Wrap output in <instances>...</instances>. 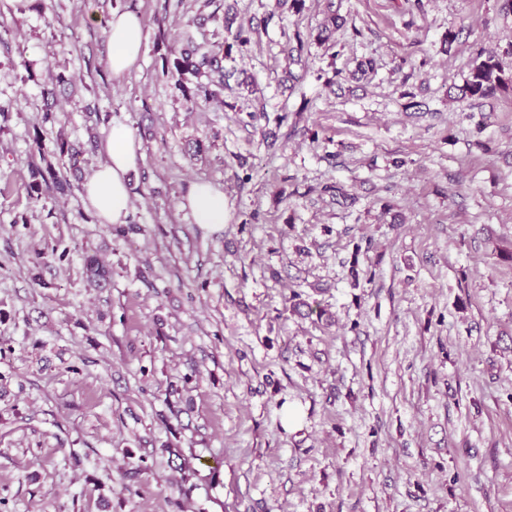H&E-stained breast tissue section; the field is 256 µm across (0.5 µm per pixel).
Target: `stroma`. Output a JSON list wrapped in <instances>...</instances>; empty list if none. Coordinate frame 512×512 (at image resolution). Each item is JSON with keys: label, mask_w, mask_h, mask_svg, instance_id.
<instances>
[{"label": "stroma", "mask_w": 512, "mask_h": 512, "mask_svg": "<svg viewBox=\"0 0 512 512\" xmlns=\"http://www.w3.org/2000/svg\"><path fill=\"white\" fill-rule=\"evenodd\" d=\"M424 3L0 0V512H512V93L452 96L479 49L512 72V12ZM115 11L144 26L121 79ZM228 14L258 91L187 104L162 59ZM49 71L74 85L45 125ZM114 124L142 154L122 236L83 199ZM37 133L81 152L35 204ZM201 180L222 225L182 207Z\"/></svg>", "instance_id": "stroma-1"}]
</instances>
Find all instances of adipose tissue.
Wrapping results in <instances>:
<instances>
[{
    "label": "adipose tissue",
    "instance_id": "obj_1",
    "mask_svg": "<svg viewBox=\"0 0 512 512\" xmlns=\"http://www.w3.org/2000/svg\"><path fill=\"white\" fill-rule=\"evenodd\" d=\"M107 25L112 45L110 69L113 78L118 79L133 69L140 59L142 24L133 13L116 12ZM139 150L128 128L112 127L104 144L106 161L83 185L85 203L100 223H126L130 211L129 176L138 166L141 158ZM185 206L189 208L195 223L219 225L224 221V193L213 183H194Z\"/></svg>",
    "mask_w": 512,
    "mask_h": 512
}]
</instances>
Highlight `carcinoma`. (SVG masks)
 <instances>
[{
    "label": "carcinoma",
    "instance_id": "cac0c4a2",
    "mask_svg": "<svg viewBox=\"0 0 512 512\" xmlns=\"http://www.w3.org/2000/svg\"><path fill=\"white\" fill-rule=\"evenodd\" d=\"M253 27L242 24L233 26L224 21V43L205 49L187 37L179 47L173 63L163 64V75L171 82L173 89L187 102L196 105L219 99L226 77L222 59L231 57L234 47H245L251 43ZM208 77L203 82L200 77ZM67 83L62 74H51L43 83L42 97L45 104L44 121L54 119L55 105L61 87ZM461 99L478 100L494 96L498 92L512 91V72L502 66L500 55L495 51L482 50L477 53L465 83L459 88ZM31 182L28 185L29 198L38 203L54 195H64L71 190L69 179L48 164L41 167L31 164ZM86 270L90 279L105 284L109 272L94 256L86 258Z\"/></svg>",
    "mask_w": 512,
    "mask_h": 512
}]
</instances>
